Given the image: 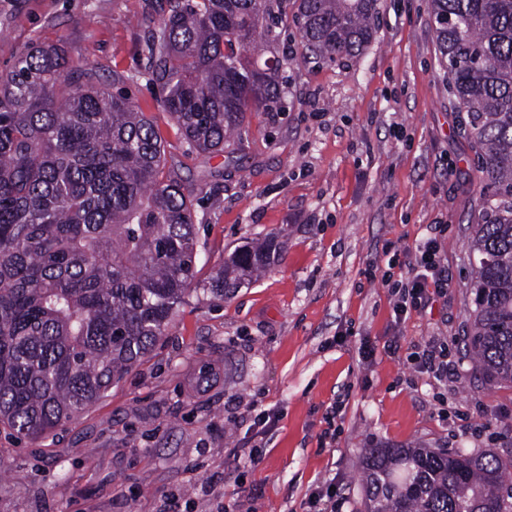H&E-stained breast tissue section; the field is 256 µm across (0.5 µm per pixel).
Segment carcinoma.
<instances>
[{"mask_svg":"<svg viewBox=\"0 0 512 512\" xmlns=\"http://www.w3.org/2000/svg\"><path fill=\"white\" fill-rule=\"evenodd\" d=\"M378 0H166L148 31V81L190 151L243 141L281 111L276 25L302 56L361 54ZM448 85L493 188L471 249L465 356L512 384V0H429ZM153 121L37 44L0 75V427L41 439L77 419L146 355L194 291V203L166 170ZM274 238L234 250L207 288L222 300L268 267ZM366 512H512V460L462 448H370Z\"/></svg>","mask_w":512,"mask_h":512,"instance_id":"cac0c4a2","label":"carcinoma"}]
</instances>
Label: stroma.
I'll return each mask as SVG.
<instances>
[{
  "label": "stroma",
  "instance_id": "obj_1",
  "mask_svg": "<svg viewBox=\"0 0 512 512\" xmlns=\"http://www.w3.org/2000/svg\"><path fill=\"white\" fill-rule=\"evenodd\" d=\"M158 3L0 0V73L30 46L58 43L91 82H113L154 120L196 203L198 280L251 239L275 235L279 255L224 300L191 297L153 351L55 435L0 430V512H219L225 493L240 512H314L312 491L329 484L347 498L339 512H364L367 449L512 458V385L485 382L458 350L484 182L428 0H379L373 40L351 59L302 60L286 22L283 110L249 116L241 147L220 156L188 152L148 81ZM433 224L445 227L448 291L397 319L380 271L393 254L412 261ZM431 336L454 363L443 379L406 360ZM205 365L219 377L196 385ZM336 404L330 443L322 434ZM260 409L272 420L259 431ZM256 446L261 462L244 467Z\"/></svg>",
  "mask_w": 512,
  "mask_h": 512
}]
</instances>
